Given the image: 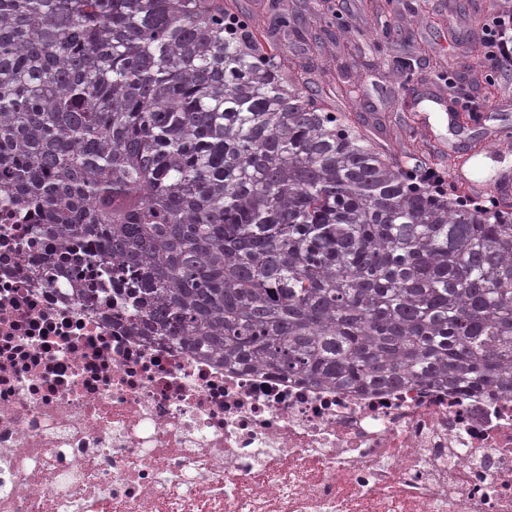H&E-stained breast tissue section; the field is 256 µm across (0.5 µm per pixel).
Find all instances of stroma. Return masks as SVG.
Returning <instances> with one entry per match:
<instances>
[{
    "instance_id": "1",
    "label": "stroma",
    "mask_w": 512,
    "mask_h": 512,
    "mask_svg": "<svg viewBox=\"0 0 512 512\" xmlns=\"http://www.w3.org/2000/svg\"><path fill=\"white\" fill-rule=\"evenodd\" d=\"M512 11V0H343L344 31L310 52L289 46L296 63H308L309 78L337 112L368 105L371 145L401 146L450 169L447 121L433 113L430 134L415 130L409 102L433 92L467 95L484 106L512 96V74L482 62L489 9Z\"/></svg>"
}]
</instances>
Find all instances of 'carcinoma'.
Listing matches in <instances>:
<instances>
[{
    "mask_svg": "<svg viewBox=\"0 0 512 512\" xmlns=\"http://www.w3.org/2000/svg\"><path fill=\"white\" fill-rule=\"evenodd\" d=\"M221 0H0V202L132 329L326 387L512 394V218L338 117ZM271 31L304 42L271 0Z\"/></svg>",
    "mask_w": 512,
    "mask_h": 512,
    "instance_id": "carcinoma-1",
    "label": "carcinoma"
}]
</instances>
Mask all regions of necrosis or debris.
<instances>
[{"label":"necrosis or debris","mask_w":512,"mask_h":512,"mask_svg":"<svg viewBox=\"0 0 512 512\" xmlns=\"http://www.w3.org/2000/svg\"><path fill=\"white\" fill-rule=\"evenodd\" d=\"M0 204V512H512V395L327 389L130 333Z\"/></svg>","instance_id":"necrosis-or-debris-1"}]
</instances>
